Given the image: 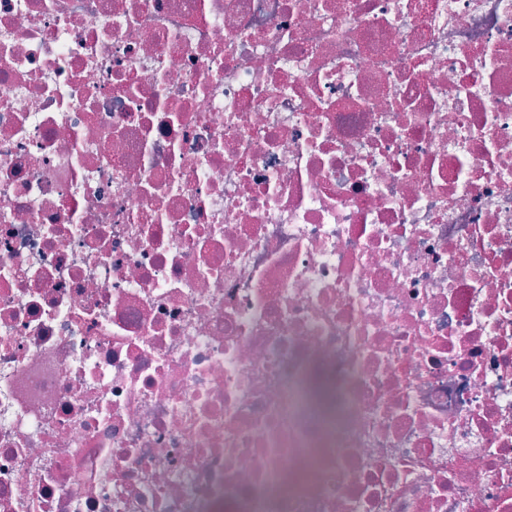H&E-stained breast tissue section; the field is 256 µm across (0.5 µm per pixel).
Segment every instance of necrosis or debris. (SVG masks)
<instances>
[{
	"label": "necrosis or debris",
	"mask_w": 512,
	"mask_h": 512,
	"mask_svg": "<svg viewBox=\"0 0 512 512\" xmlns=\"http://www.w3.org/2000/svg\"><path fill=\"white\" fill-rule=\"evenodd\" d=\"M0 512H512V0H0Z\"/></svg>",
	"instance_id": "obj_1"
}]
</instances>
